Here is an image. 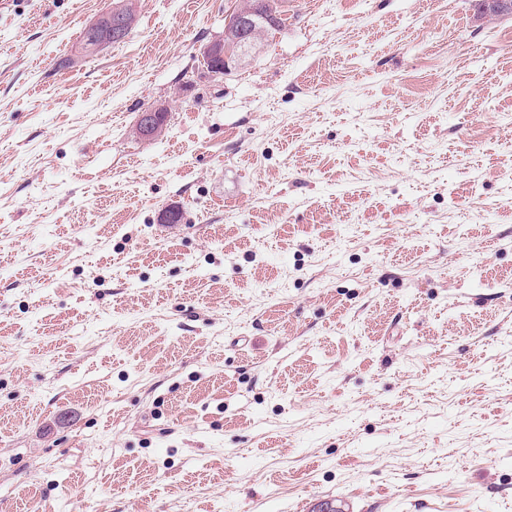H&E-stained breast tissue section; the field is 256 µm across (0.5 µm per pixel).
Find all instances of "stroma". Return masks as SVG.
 <instances>
[{
    "label": "stroma",
    "instance_id": "obj_1",
    "mask_svg": "<svg viewBox=\"0 0 512 512\" xmlns=\"http://www.w3.org/2000/svg\"><path fill=\"white\" fill-rule=\"evenodd\" d=\"M237 3L0 0V512H512V13ZM129 1L130 3H124ZM115 3H121L122 9L126 13L127 25L124 33V25L126 24V18L124 12L120 9L112 8L107 12L96 18L91 24L90 28L99 31V41L97 48L102 50L112 44V41H119L124 37L129 36L133 31L136 24V10L134 0H117L112 1ZM272 1L275 6L268 7L266 10L269 11V14L267 15L268 21H265L263 25L256 28V21L254 20L255 17H262L265 18L266 15L262 13L261 11L254 9L249 12L243 13V14H234L232 17L231 15L228 16L225 24V34L219 39H216L205 46L203 50V57L208 61L209 68L206 69V72L204 73V76L209 79H215L218 77L223 76L224 71L228 70L230 67V64H235L242 60V55H236L232 56V50L231 48L225 44L224 38L226 37V31L227 27L232 21L235 32L238 34L237 40H235V43L240 42V45H243V42H246V38L250 36L251 31L252 35L249 37L250 40L254 41L255 43L261 44V40L264 36H269L271 33V30L275 27L278 28L281 24V18L278 17L283 12L281 10V2L279 0H270ZM232 36L235 37V32L233 30L229 31ZM168 110L164 107L151 108L142 112L136 124L137 137L144 141L157 138L165 124Z\"/></svg>",
    "mask_w": 512,
    "mask_h": 512
}]
</instances>
